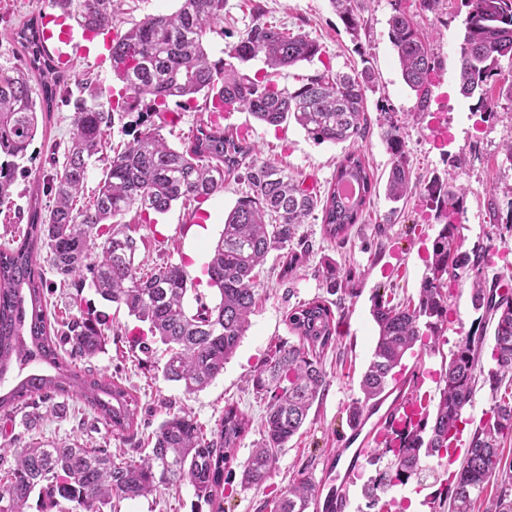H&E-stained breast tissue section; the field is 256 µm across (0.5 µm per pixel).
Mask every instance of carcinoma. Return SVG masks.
<instances>
[{"label":"carcinoma","mask_w":512,"mask_h":512,"mask_svg":"<svg viewBox=\"0 0 512 512\" xmlns=\"http://www.w3.org/2000/svg\"><path fill=\"white\" fill-rule=\"evenodd\" d=\"M353 37L363 18L355 0H330ZM60 16L86 32L112 30L120 0H49ZM465 28L459 45L460 92L477 99L478 108L493 112L486 87L499 79L498 61L512 56V0H464ZM224 35V0H180L173 13L150 14L112 38V73L121 83L118 99L103 102L104 90L93 80L82 84L73 103V129L64 162L50 189L53 205L42 212L31 197L28 224L21 241L0 250V383L10 372L22 379L0 393V413L37 396L45 403L57 397H79L111 430L127 441L138 435L139 400L122 383L82 371L65 360L49 331L46 281L39 260H47L60 281L80 288L90 283L103 300L123 305L129 315L148 325L150 338L165 345L163 377L187 393L200 391L224 372V365L250 327L257 303L256 269L273 251L282 252L281 276L292 281L310 252L299 228L319 211L324 238L342 242L363 216L376 191L363 155L346 153L325 195L304 186L285 171L259 160L255 145L238 132L224 131L208 119L196 125L183 148L170 146L160 129L144 124L132 141L107 159L108 167L93 200L77 206L92 157L102 151L115 115L135 112L148 100L156 112L170 111V102L198 95L213 114L244 110L270 126L293 121L316 143L354 141L366 133L365 90L374 83L370 69L359 74L331 68L300 87L281 88L272 79L280 68L310 62L320 45L304 33H290L256 17L235 44L228 59L213 61L208 37ZM25 68L0 66V207L12 204L19 161L38 128V112L53 107L66 83L63 62L45 46L42 17L31 18L13 32ZM389 40L405 83L415 92L419 110L428 106L433 76L441 62L412 16L395 0L389 19ZM259 56L269 72L253 76L243 64ZM384 140L393 157L386 197L398 202L412 190L403 136L404 122L380 108ZM244 171L248 191L224 219L204 271L217 290L213 303L193 288L183 265L165 264L148 271L135 263L139 249L129 225L119 218L133 211L144 223L167 212L173 203L199 204L224 190V182ZM354 182L360 196L348 200L342 185ZM428 194L444 224L432 243L427 272L418 298L392 303L375 292L371 315L378 335L371 360L361 376L362 397L346 407L349 428L362 423L367 410L384 399L414 347L436 351L448 322L451 279L473 272L471 303L482 319L495 323L490 347L492 366L484 369L487 326L461 337L439 376L432 404L422 396L410 403L414 425L384 458L374 449L375 475L362 487L368 512H391L398 486L421 485L433 472L430 460L456 452L463 412L472 404L477 384L489 389L492 404L471 436L459 470L449 474L451 512H471V505L494 478L501 492L494 512H512V475L501 473V442L512 436V298L497 294L484 270L492 264L489 248L461 250L456 220L464 210L465 191L435 179ZM327 291L351 281L352 272L330 264L324 271ZM194 293L195 308L187 304ZM334 302L316 297L288 311L285 321L294 341L275 346L255 370L256 393L269 398L261 442L243 463L241 483L258 486L270 477L278 455L303 427L310 408L327 385L325 352L337 343ZM72 352L92 357L101 352L106 332L95 317L81 313L65 323ZM249 426L233 404L206 435L183 409H169L151 439L152 448L134 458L114 457L107 448L78 443H43L22 449L0 448V512H25L35 492L53 504L67 502L71 512H103L112 500H135L187 483L207 503L224 482V469L234 458ZM13 461H8L7 454ZM319 487L299 478L272 503L271 512H309Z\"/></svg>","instance_id":"1"}]
</instances>
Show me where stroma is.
Here are the masks:
<instances>
[{"label":"stroma","instance_id":"obj_1","mask_svg":"<svg viewBox=\"0 0 512 512\" xmlns=\"http://www.w3.org/2000/svg\"><path fill=\"white\" fill-rule=\"evenodd\" d=\"M393 3L394 0H370L362 12L360 36L355 39L345 31L330 0L224 2V34L209 39L212 58H222L225 48L236 42L255 16L260 15L288 30L307 33L322 48L319 60L280 69L275 77L279 86L296 88L328 65L347 73L370 68L375 87L366 93L370 126L364 137L354 143L318 144L296 124L269 126L244 111L223 113L221 124L247 134L261 160L303 179L307 187L320 192L332 182L338 158L349 150H358L368 162L377 187L360 224L353 226L346 243L326 240L320 221L312 219L302 225L301 231L312 251L294 281L282 280L279 252L268 255L260 269L258 302L251 326L225 364L223 374L210 386L188 395L181 386L164 380L156 370L158 360L164 357L163 347L156 344L148 352L140 349L137 336L141 325L135 318L102 300L92 288L61 287L51 267H44L52 331H60L62 322L88 303L108 326L104 350L93 357L77 359L76 365L119 379L136 390L140 400L141 445H148L153 430L171 407L187 409L206 432L219 423L230 403L237 404L251 420V427L236 451L234 474L229 484L222 486L215 503L198 500L193 488L185 484L169 493L117 502L116 512H215L219 507L224 512H269V502L286 492L294 477L303 475L312 482L320 481L336 459L340 436L349 430L345 408L360 395L359 381L375 345L377 327L370 315L373 293L380 288L392 292L400 302L418 294L427 253L442 227L427 191L434 178L454 176L456 185L467 190L464 212L458 219V235L464 250L489 246L496 251L488 275H499L505 268H512V230L488 223L486 217L489 202H496L503 211L512 205V157L506 152L507 144L512 143V112L483 115L476 111L474 100L460 92L458 45L466 17L461 0H439L432 12L420 10L418 0L406 2L420 28L431 36L441 67L433 79L427 110L419 112V119L411 121L404 130L413 190L396 207L385 197L392 156L378 123L379 110L386 107L402 117L418 112L416 96L402 78L397 54L388 38ZM51 12L48 0H0V65L14 66L22 58L20 46L11 37L12 30L30 17ZM97 42L93 49L76 38L68 48L72 69L65 94L39 120L37 135L29 148L31 158L22 163L17 174L13 210H0V249L12 246L24 234L31 196L45 195L52 181L56 171L52 152L66 145L72 131L73 109L66 102L67 95H78L81 82L88 76L105 91L119 87L106 61L109 39L101 35ZM246 189L245 183L228 182L223 192L203 202L200 208L177 202L167 213L155 216L149 225L141 224L135 213H128L125 223L134 225L137 235L145 240L138 253L139 264L153 267L166 261L181 263L186 265L190 278H198L225 216ZM329 261L353 272L346 290L332 296L318 274ZM470 284L465 276L452 286L449 325L439 353L423 355L418 361L407 358V365L418 363L425 370L440 372L444 358L459 338L477 327L481 314L471 305ZM326 295L334 304L337 320L348 328L346 334L340 335L336 347L324 356L328 386L313 404L300 432L280 453L271 477L260 488L241 489L238 473L261 439V421L267 407L253 389L252 374L269 358L276 344L288 339V309ZM73 440L110 449L116 455L132 451L130 444L110 433L74 397L62 399L51 409L39 402L12 416H0V445L9 448Z\"/></svg>","mask_w":512,"mask_h":512}]
</instances>
